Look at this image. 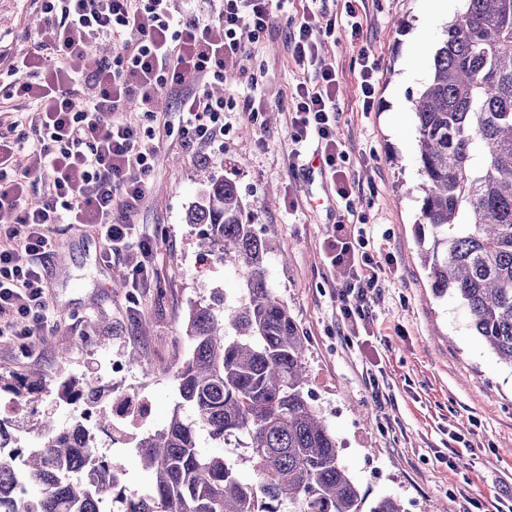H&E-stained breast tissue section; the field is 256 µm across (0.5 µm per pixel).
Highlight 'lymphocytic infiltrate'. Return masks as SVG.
Instances as JSON below:
<instances>
[{
  "label": "lymphocytic infiltrate",
  "mask_w": 512,
  "mask_h": 512,
  "mask_svg": "<svg viewBox=\"0 0 512 512\" xmlns=\"http://www.w3.org/2000/svg\"><path fill=\"white\" fill-rule=\"evenodd\" d=\"M175 0H40L43 23L39 49L0 52L8 72L36 70L40 82L0 86V124L14 122V99L32 110L26 119L34 136L29 150L0 139V210L15 216L16 227L0 241V325L35 314L48 322L42 302L44 262L54 252L57 224L94 225L104 243V258L137 245L142 260L128 280L146 287L156 243L137 235L134 225L116 213L140 201L158 161V147L139 127L124 120L129 99H137L150 122L166 120L164 96L179 100V132L185 145L213 140L224 130V99L205 85L223 78L226 63L243 58L247 44L271 28L273 10L286 0H219L216 12L184 20ZM322 12L304 15L289 38L296 62H309L315 83H299L289 115L293 138L315 141L335 177L336 194L349 201L351 184L342 164L347 159L336 136L340 108L336 70L325 65L320 42L333 33ZM118 38L123 50L85 76L68 62L99 38ZM42 175L40 196L27 192L32 175ZM331 266L342 272L340 318L349 333L365 324L378 291L379 266L356 248L340 224L326 249Z\"/></svg>",
  "instance_id": "obj_1"
}]
</instances>
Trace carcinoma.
<instances>
[{
	"mask_svg": "<svg viewBox=\"0 0 512 512\" xmlns=\"http://www.w3.org/2000/svg\"><path fill=\"white\" fill-rule=\"evenodd\" d=\"M414 103L422 177L418 244L432 295L449 297L469 328L512 368V0H464L445 28ZM185 223L201 224L203 253L235 270L246 300L216 288L191 307V357L173 371L178 394L160 429L136 446L146 482L129 486L88 443L105 415L48 416L37 448L0 458V512H405L366 499L341 462L325 414L306 390L307 346L288 305L269 288L271 247L250 223L236 184L209 179ZM102 387L62 386L85 405ZM31 404L38 384L0 383V396ZM213 443L218 451H205ZM240 448L251 477L222 449Z\"/></svg>",
	"mask_w": 512,
	"mask_h": 512,
	"instance_id": "1",
	"label": "carcinoma"
}]
</instances>
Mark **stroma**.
I'll use <instances>...</instances> for the list:
<instances>
[{
	"mask_svg": "<svg viewBox=\"0 0 512 512\" xmlns=\"http://www.w3.org/2000/svg\"><path fill=\"white\" fill-rule=\"evenodd\" d=\"M308 6V0H288L271 30L235 62L233 80L217 84L224 96L223 135L188 148L177 129L156 131L159 156L146 195L123 213L156 242L148 287L127 283L137 247L107 262L94 228L56 226L55 252L44 272L48 324L21 317L18 335L0 336V376L51 390L37 412L21 410L15 419L28 428L44 415L68 424L78 408L59 400L57 387L71 378L100 384L101 357L134 349L141 361L130 365L124 387L147 388L152 428L167 423L177 398L163 368L180 366L191 354L185 334L191 305L217 287L232 299L241 293L229 269L201 255L200 226L184 221L211 175L235 182L257 232L288 255L284 262L273 259L270 286L307 339L315 403L367 500L393 495L418 512L433 503L442 512H465L470 497L489 508L510 502L512 368L473 334L453 300L432 299L415 236L421 178L413 102L430 77L449 18L437 15L431 0H319L318 9L336 22L323 56L338 74L336 133L349 153L345 173L354 199L348 207L315 144L296 146L289 128L297 84L315 77L288 52L287 36ZM351 7L363 25L359 44L346 30ZM36 16L32 0H0V47L34 50ZM363 48L377 63L370 112L360 102ZM297 148L302 154L295 169L289 159ZM339 223L361 235L366 252L383 266L368 330L357 336L338 325L336 270L325 255V241ZM372 377L386 400L373 399ZM454 432L470 443L460 471L448 465ZM372 465L379 478L370 476Z\"/></svg>",
	"mask_w": 512,
	"mask_h": 512,
	"instance_id": "obj_1",
	"label": "stroma"
}]
</instances>
